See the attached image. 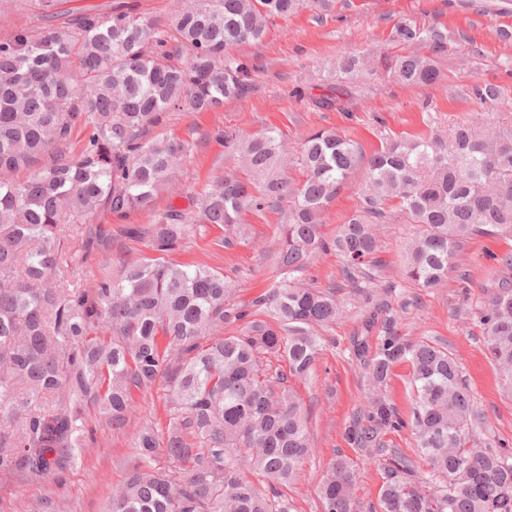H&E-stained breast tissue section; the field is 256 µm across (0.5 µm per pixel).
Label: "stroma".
<instances>
[{
	"label": "stroma",
	"mask_w": 512,
	"mask_h": 512,
	"mask_svg": "<svg viewBox=\"0 0 512 512\" xmlns=\"http://www.w3.org/2000/svg\"><path fill=\"white\" fill-rule=\"evenodd\" d=\"M181 4L182 0H57L54 13L57 21L65 22L87 14L104 16L125 5L164 23ZM402 18L447 29L448 51L437 60L441 77L436 84L400 85L371 67L351 78L337 71L336 61L345 55L403 53V46L393 40L394 26ZM236 54L254 66V93L244 100L225 101L216 112H178L171 117L163 132L192 143L190 156L172 188L159 193L150 208L122 217L107 211L92 217V225L111 237L112 248L93 250L78 266L77 277L84 286H93L105 272H119L127 261L151 256L147 241L127 237L126 227L151 223L156 212L171 206L189 208L192 196L215 176L242 174L239 153L219 138L226 128H274L293 149L309 133L332 129L359 143L369 155L390 137L419 136L433 129L447 132L476 111L470 97L474 85H498L512 99V0H334L328 12L307 6L289 19H274L261 42L240 46ZM331 82L348 84L350 111L318 105L322 85ZM284 221V214L277 211H244L233 246L221 243L227 234L224 227L206 224L169 260L223 273L235 286L236 302L249 303L274 278L279 226ZM417 231V226L400 221L377 228L383 279L395 283L398 298L411 302L402 316L403 331L431 340L456 357L479 413L478 437L512 449V398L504 393L499 371L487 356L477 318L488 290L501 283L512 286V266L500 262L501 256L512 254V238L465 240L447 282L426 289L401 275L403 247ZM344 265L336 252L320 253L303 277L320 289L339 288L345 300L349 294ZM371 312V307L352 305L341 319L316 330L320 354L307 379L296 387L309 415L312 451L301 464V481L281 489L294 512H321L318 486L328 464L340 454L351 458L357 471L354 497L359 512H369L378 503L385 480L381 461L345 439L365 385L364 364L354 355L353 343L364 342L370 355L377 346V328L366 325ZM180 365L178 359L167 360L150 388L133 392L135 411L122 427L113 426L103 406L79 402L80 421L90 434L87 445L77 450L62 474L35 477L22 471L0 476V512H42L40 504L47 499L54 502V512H106L113 488L126 480L136 463L134 442L147 425L162 443L152 465L181 474L183 463L171 459L163 446L178 418L167 394Z\"/></svg>",
	"instance_id": "35a3bbf8"
}]
</instances>
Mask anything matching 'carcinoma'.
Returning a JSON list of instances; mask_svg holds the SVG:
<instances>
[{
    "label": "carcinoma",
    "instance_id": "cac0c4a2",
    "mask_svg": "<svg viewBox=\"0 0 512 512\" xmlns=\"http://www.w3.org/2000/svg\"><path fill=\"white\" fill-rule=\"evenodd\" d=\"M42 4L46 24L0 35V474L64 472L84 441L76 401L103 404L120 426L132 390L151 386L175 353L185 361L169 399L181 417L167 451L190 466L177 478L147 464L157 438L141 429L140 464L113 489L109 512H292L279 487L300 480L310 439L288 382L304 377L319 354L314 327L346 308L336 292L312 288L298 273L333 249L346 261L349 300L369 305L383 272L375 259L379 224L419 227L405 246L403 277L423 288L448 280L463 239L512 237V125L490 123L484 113L506 98L498 86L478 84L472 94L482 111L448 136L389 139L367 159L355 141L314 131L298 147L300 184L283 173L282 133L225 131L246 177H218L196 195L195 209L171 205L152 223L127 227L156 257L128 262L120 275L86 288L64 236L98 246L106 235L87 224L90 216L149 206L192 151L190 142L158 138L154 129L175 112H211L247 98L252 66L232 51L260 41L270 19L288 18L306 0H186L168 24L116 7L59 25L55 0ZM395 40L426 51L379 57L388 76L407 86L435 84L448 30L402 19ZM367 62L353 54L337 67L352 75ZM325 90L317 104L350 111L346 88ZM81 129L86 140L71 156L65 148ZM362 164V203L328 238L324 216ZM19 172L24 179L15 178ZM285 204L277 274L251 302L275 323L252 320L241 334L223 336L224 323L249 316L229 303L233 284L165 256L200 224L232 228L244 210ZM479 315L489 358L512 395V289L488 294ZM371 320L380 322L378 348L364 361L360 419L346 439L384 462L379 512H512V451L476 439L478 414L458 360L403 334L394 315ZM99 329L110 339L94 335ZM204 336L214 341L202 349ZM273 358L288 370L273 367ZM399 362L413 368L408 420L382 396ZM405 428L425 472L384 448L382 435ZM242 465L267 487L246 480ZM355 478L353 462L338 456L320 485L322 512H357Z\"/></svg>",
    "mask_w": 512,
    "mask_h": 512
}]
</instances>
